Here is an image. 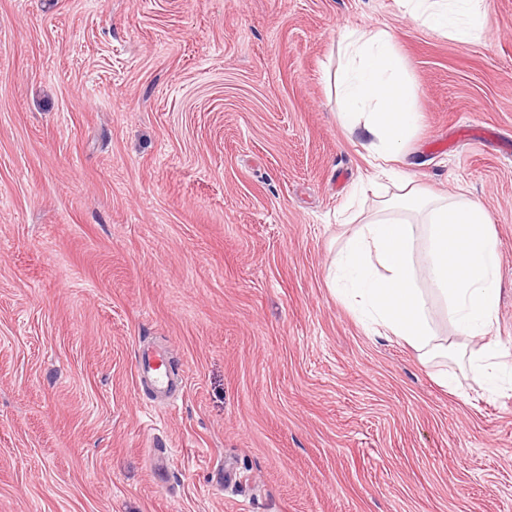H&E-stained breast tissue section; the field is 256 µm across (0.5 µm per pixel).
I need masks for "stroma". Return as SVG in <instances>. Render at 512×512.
I'll use <instances>...</instances> for the list:
<instances>
[{"instance_id":"stroma-1","label":"stroma","mask_w":512,"mask_h":512,"mask_svg":"<svg viewBox=\"0 0 512 512\" xmlns=\"http://www.w3.org/2000/svg\"><path fill=\"white\" fill-rule=\"evenodd\" d=\"M490 8L463 43L405 0H0V512H512V390L326 279L377 203L336 40L383 28L421 114L400 167L486 209L512 355V0ZM147 347L174 397L141 387Z\"/></svg>"}]
</instances>
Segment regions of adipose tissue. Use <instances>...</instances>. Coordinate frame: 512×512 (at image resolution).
<instances>
[{"label": "adipose tissue", "instance_id": "ef3b65f1", "mask_svg": "<svg viewBox=\"0 0 512 512\" xmlns=\"http://www.w3.org/2000/svg\"><path fill=\"white\" fill-rule=\"evenodd\" d=\"M428 28L466 42L490 21L487 0H406ZM339 123L384 164L372 182L378 208L349 235L327 281L377 334L439 355L430 300H438L457 335L483 338L469 365L491 391L512 383V367L490 339L499 299V252L485 209L466 193L440 197L397 164L420 115L406 64L382 28L347 30L338 40Z\"/></svg>", "mask_w": 512, "mask_h": 512}]
</instances>
